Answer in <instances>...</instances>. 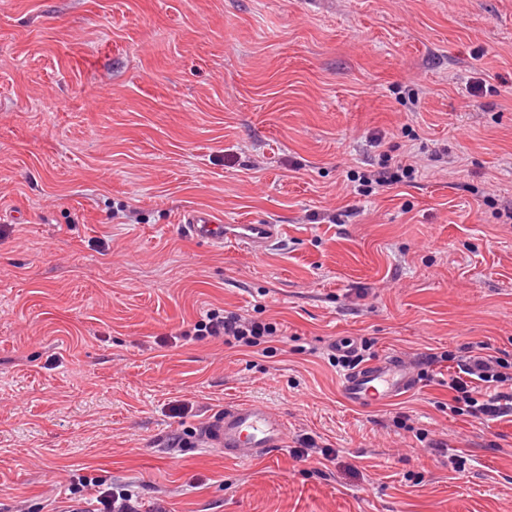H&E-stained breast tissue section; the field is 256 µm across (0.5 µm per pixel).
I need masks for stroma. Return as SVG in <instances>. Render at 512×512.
Segmentation results:
<instances>
[{"label": "stroma", "instance_id": "obj_1", "mask_svg": "<svg viewBox=\"0 0 512 512\" xmlns=\"http://www.w3.org/2000/svg\"><path fill=\"white\" fill-rule=\"evenodd\" d=\"M510 199L512 0H0V512H75L84 478L167 512H512V420L419 363L512 354ZM192 207L284 232L216 249ZM210 309L283 339L190 336ZM344 340L417 389L346 403ZM236 402L283 447L204 446ZM404 163L399 162L395 166H391V164L381 163L378 165V168L375 170H369L362 175H358V190L364 193H373L374 190L388 188L391 186L407 182L412 177H414L415 173L418 172L417 163Z\"/></svg>", "mask_w": 512, "mask_h": 512}]
</instances>
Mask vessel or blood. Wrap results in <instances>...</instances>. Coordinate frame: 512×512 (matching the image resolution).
I'll list each match as a JSON object with an SVG mask.
<instances>
[{"label": "vessel or blood", "instance_id": "obj_1", "mask_svg": "<svg viewBox=\"0 0 512 512\" xmlns=\"http://www.w3.org/2000/svg\"><path fill=\"white\" fill-rule=\"evenodd\" d=\"M181 225L193 240L213 246L229 244L255 255L263 253L282 232L278 224H225L203 208L187 210ZM417 385L406 362L389 355L345 374L340 390L348 403L367 406L390 402ZM203 438L225 457L247 461L283 446L284 422L267 406L239 403L217 412L206 424Z\"/></svg>", "mask_w": 512, "mask_h": 512}]
</instances>
